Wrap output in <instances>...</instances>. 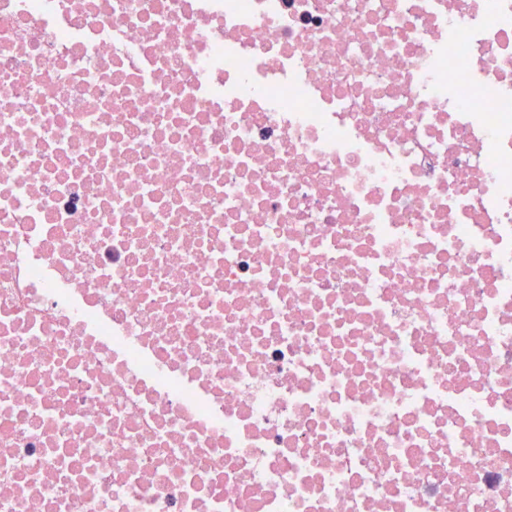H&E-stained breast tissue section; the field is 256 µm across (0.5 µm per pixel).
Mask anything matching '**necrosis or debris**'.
Instances as JSON below:
<instances>
[{
  "instance_id": "obj_1",
  "label": "necrosis or debris",
  "mask_w": 512,
  "mask_h": 512,
  "mask_svg": "<svg viewBox=\"0 0 512 512\" xmlns=\"http://www.w3.org/2000/svg\"><path fill=\"white\" fill-rule=\"evenodd\" d=\"M0 512H512V0H0Z\"/></svg>"
}]
</instances>
